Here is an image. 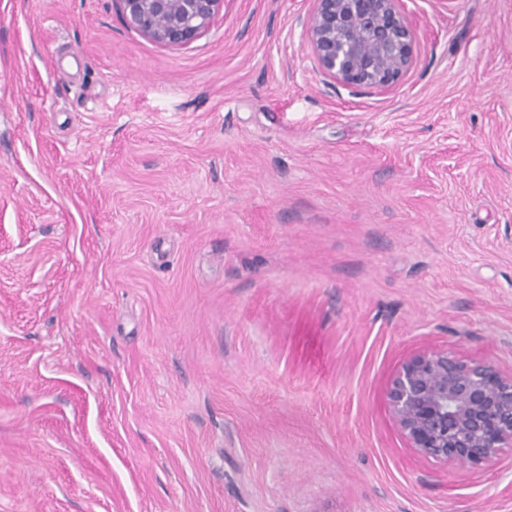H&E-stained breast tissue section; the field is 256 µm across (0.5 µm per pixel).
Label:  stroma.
<instances>
[{"instance_id": "1", "label": "stroma", "mask_w": 512, "mask_h": 512, "mask_svg": "<svg viewBox=\"0 0 512 512\" xmlns=\"http://www.w3.org/2000/svg\"><path fill=\"white\" fill-rule=\"evenodd\" d=\"M386 89L314 0L168 46L0 0V512H512L410 448L405 359L512 374V0H403ZM306 35L320 70L351 88H385L412 65L401 0H314Z\"/></svg>"}]
</instances>
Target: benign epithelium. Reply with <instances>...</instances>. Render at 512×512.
Listing matches in <instances>:
<instances>
[{"mask_svg": "<svg viewBox=\"0 0 512 512\" xmlns=\"http://www.w3.org/2000/svg\"><path fill=\"white\" fill-rule=\"evenodd\" d=\"M306 35L320 70L351 88H385L412 65L414 30L401 0H314ZM126 22L151 41L178 46L200 36L223 0H116ZM409 445L440 463L473 468L512 447V376L490 361L418 354L388 392Z\"/></svg>", "mask_w": 512, "mask_h": 512, "instance_id": "benign-epithelium-1", "label": "benign epithelium"}]
</instances>
